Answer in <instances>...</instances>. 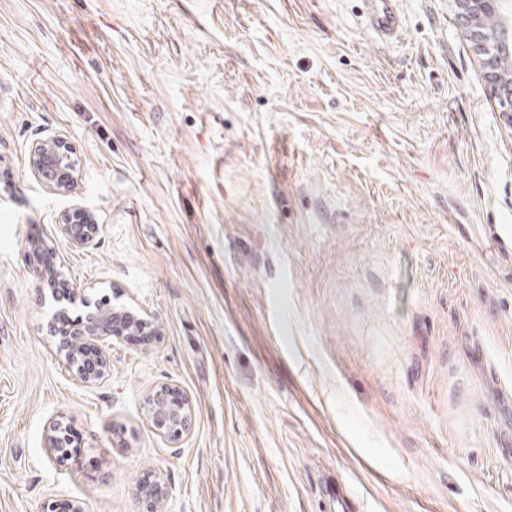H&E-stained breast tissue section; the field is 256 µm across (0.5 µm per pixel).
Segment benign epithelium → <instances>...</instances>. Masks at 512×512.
<instances>
[{"mask_svg":"<svg viewBox=\"0 0 512 512\" xmlns=\"http://www.w3.org/2000/svg\"><path fill=\"white\" fill-rule=\"evenodd\" d=\"M456 16L465 29L474 49L483 56L486 77L504 108L507 121L512 123V76L506 74L503 63L512 58V0H453ZM28 166L31 174L56 194L72 191L75 177L73 148L69 142L54 136L38 141L32 148ZM60 232L75 248L91 245L98 233L92 213L74 205L60 216ZM71 303L84 308V317L75 336L57 342L62 365L74 379L86 386L105 381L111 372L110 358L100 346L107 338L121 340L140 336L145 345L160 335V329L146 314L127 306L107 307L91 299L88 293L69 295ZM151 426L172 448L180 447L190 436L194 411L191 400L178 387L163 384L147 402ZM73 435L61 420L50 422L45 432V448L61 461L72 455L68 451ZM139 499L147 504V512H162L170 496L167 484L156 480L137 488Z\"/></svg>","mask_w":512,"mask_h":512,"instance_id":"1","label":"benign epithelium"}]
</instances>
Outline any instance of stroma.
<instances>
[{"mask_svg":"<svg viewBox=\"0 0 512 512\" xmlns=\"http://www.w3.org/2000/svg\"><path fill=\"white\" fill-rule=\"evenodd\" d=\"M0 0V512H512V125L452 0ZM74 147L71 193L30 173ZM86 207L82 250L58 220ZM147 313L85 386L50 286ZM192 401L181 447L143 410ZM82 446L57 464L44 430ZM368 26L383 41L396 40L402 30V15L397 0H365ZM73 154L72 146L61 136L42 139L30 152L29 170L50 191L68 194L76 181ZM60 232L75 248L91 245L97 237L98 227L92 213L80 205H74L60 216ZM139 499L145 501L148 512H162L163 507L170 496L167 484L162 480H156L137 488Z\"/></svg>","mask_w":512,"mask_h":512,"instance_id":"35a3bbf8","label":"stroma"}]
</instances>
